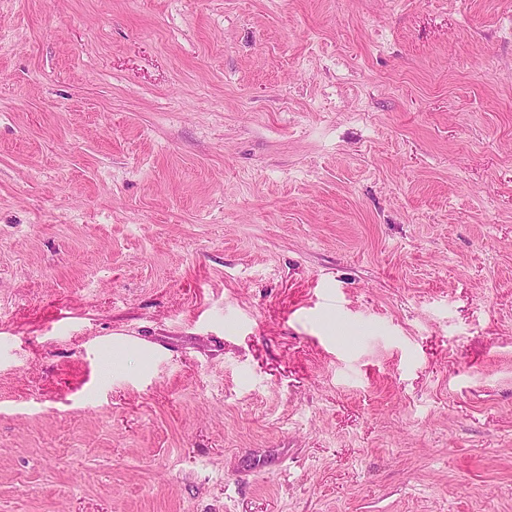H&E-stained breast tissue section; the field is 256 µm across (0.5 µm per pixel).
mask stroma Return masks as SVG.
<instances>
[{
  "instance_id": "35a3bbf8",
  "label": "stroma",
  "mask_w": 512,
  "mask_h": 512,
  "mask_svg": "<svg viewBox=\"0 0 512 512\" xmlns=\"http://www.w3.org/2000/svg\"><path fill=\"white\" fill-rule=\"evenodd\" d=\"M0 512H512V0H0Z\"/></svg>"
}]
</instances>
